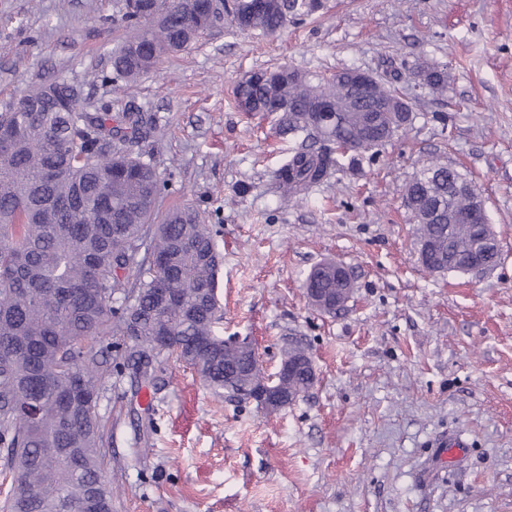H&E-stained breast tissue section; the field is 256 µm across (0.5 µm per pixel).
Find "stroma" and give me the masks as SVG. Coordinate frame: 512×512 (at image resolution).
<instances>
[{
  "mask_svg": "<svg viewBox=\"0 0 512 512\" xmlns=\"http://www.w3.org/2000/svg\"><path fill=\"white\" fill-rule=\"evenodd\" d=\"M125 0H0V105L36 83L153 115L133 144L160 175L161 209L205 212L224 256V337H247L275 369L307 345L314 385L268 415L216 397L167 354L150 378L113 374L99 412L111 435L112 512H512V0H322L274 35L221 25L156 72L113 85ZM447 66L446 97L403 76L414 118L284 199L274 175L295 142L272 115L239 112L258 70L383 73ZM436 158L465 174L498 236L490 273H428L403 206ZM333 259L355 281L346 307L316 311L304 288ZM466 443L445 459L449 441Z\"/></svg>",
  "mask_w": 512,
  "mask_h": 512,
  "instance_id": "35a3bbf8",
  "label": "stroma"
}]
</instances>
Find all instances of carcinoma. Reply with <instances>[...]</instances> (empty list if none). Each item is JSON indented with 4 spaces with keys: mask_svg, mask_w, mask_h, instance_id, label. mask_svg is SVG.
I'll list each match as a JSON object with an SVG mask.
<instances>
[{
    "mask_svg": "<svg viewBox=\"0 0 512 512\" xmlns=\"http://www.w3.org/2000/svg\"><path fill=\"white\" fill-rule=\"evenodd\" d=\"M145 15L124 13L126 36L112 52V83H130L156 71L162 57L185 51L219 22L210 0H153ZM320 7L318 0H266L250 29L283 30ZM419 85L443 95L445 67L410 69ZM396 70L373 75L372 99L353 94L348 70L320 83L289 67L254 72L235 88L249 115L281 113L283 135H303L276 174L284 195L302 199L310 188L365 151L359 123L377 112L399 132L412 106L395 87ZM325 99L343 113L344 126L327 132L307 108ZM152 116L125 107L112 111L55 80L29 89L0 107V447L12 486L0 512H112V477L99 413L112 367L99 358L101 344L127 336L134 347L125 363L167 338L162 352L193 370L218 396L240 401L264 379L249 346L228 344L215 332L219 320L217 275L223 256L206 216L192 205L158 210L156 168L132 156L127 145L151 137ZM458 171L426 162L407 182L404 206L417 244L434 247L442 273L469 274L448 263V250L464 255L480 229L454 215L470 209L455 191ZM138 269L134 281L123 275ZM328 294H353L351 279L336 278V261L313 273ZM162 288L176 299L159 306ZM133 303L118 310L115 293ZM303 394L311 373L284 382Z\"/></svg>",
    "mask_w": 512,
    "mask_h": 512,
    "instance_id": "1",
    "label": "carcinoma"
}]
</instances>
